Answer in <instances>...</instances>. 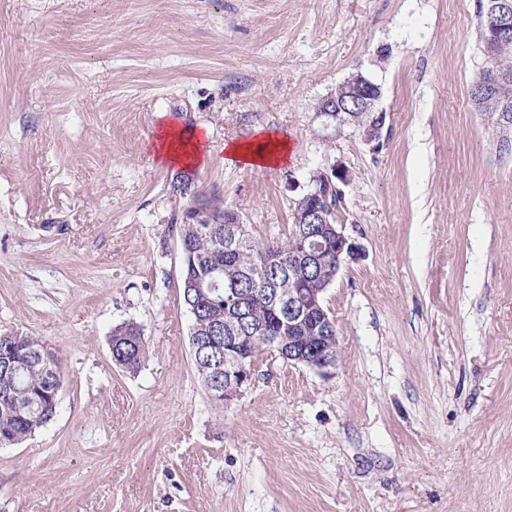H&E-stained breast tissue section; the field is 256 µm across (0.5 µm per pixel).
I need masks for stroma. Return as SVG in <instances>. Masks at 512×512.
<instances>
[{"instance_id":"1","label":"stroma","mask_w":512,"mask_h":512,"mask_svg":"<svg viewBox=\"0 0 512 512\" xmlns=\"http://www.w3.org/2000/svg\"><path fill=\"white\" fill-rule=\"evenodd\" d=\"M477 21V0H0V335L62 369L55 418L0 447V512H512V155L468 98ZM355 71L382 88L375 151L321 137ZM164 124L207 128L206 163L158 162ZM263 133L286 163L226 162ZM335 163L365 256L325 295L333 374L266 356L215 407L184 212L283 239ZM125 324L149 344L134 374L110 351Z\"/></svg>"}]
</instances>
